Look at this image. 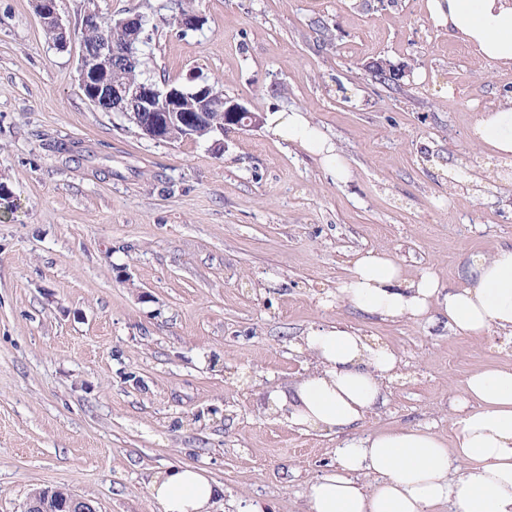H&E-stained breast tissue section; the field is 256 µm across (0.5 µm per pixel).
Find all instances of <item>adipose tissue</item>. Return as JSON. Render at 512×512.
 I'll list each match as a JSON object with an SVG mask.
<instances>
[{"label": "adipose tissue", "instance_id": "ef3b65f1", "mask_svg": "<svg viewBox=\"0 0 512 512\" xmlns=\"http://www.w3.org/2000/svg\"><path fill=\"white\" fill-rule=\"evenodd\" d=\"M428 8L478 56L512 64V0H429ZM266 126L347 177L345 159L306 113L275 111ZM471 140L511 163L512 99L481 113ZM338 295L384 320L416 321L434 310L454 335L478 338L495 330L512 338V248L474 256L465 283L450 288L430 272L404 278L387 249H370L356 254ZM300 349L313 370L270 401L305 431L356 426L400 367L391 348L337 324L310 328ZM455 410L454 442L427 427H401L338 449L335 469L310 483L305 512H436L446 503L454 512H512V366L472 373ZM149 493L158 512H216L224 490L204 469L172 464L153 474Z\"/></svg>", "mask_w": 512, "mask_h": 512}]
</instances>
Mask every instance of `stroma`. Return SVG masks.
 <instances>
[{"mask_svg":"<svg viewBox=\"0 0 512 512\" xmlns=\"http://www.w3.org/2000/svg\"><path fill=\"white\" fill-rule=\"evenodd\" d=\"M426 2L202 0L204 26L184 32L167 0H57L74 29L90 11L146 16L150 81L199 76L249 111L307 113L349 166L340 180L262 126L220 147L141 136L83 94L79 39L58 48L33 0H0V512L58 486L98 512H156L148 484L171 463L210 472L221 512H304L337 448L401 426L452 437V398L512 365V344L336 297L371 248L457 286L473 256L512 247V179L470 140L512 97V67L462 52ZM377 57L410 64L401 90L366 76ZM451 168L476 184L449 190ZM326 323L402 360L386 404L339 434L269 402Z\"/></svg>","mask_w":512,"mask_h":512,"instance_id":"35a3bbf8","label":"stroma"}]
</instances>
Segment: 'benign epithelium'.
Masks as SVG:
<instances>
[{"mask_svg": "<svg viewBox=\"0 0 512 512\" xmlns=\"http://www.w3.org/2000/svg\"><path fill=\"white\" fill-rule=\"evenodd\" d=\"M35 9L54 45L67 46L70 28L56 9V0H35ZM148 20L140 14L112 20V37L102 39L93 53L82 50L79 65V81L89 87L88 100L106 112H118L134 123L141 135L156 141L173 142L180 139H200L212 130L209 115L223 112L233 120L245 117L249 128L260 126L262 119L242 105L224 98V94L203 82L193 88H183L170 83L157 84L142 80H105L89 85L90 60L110 59L128 70L137 65V46L143 42ZM369 74L384 71L397 78L409 75L408 66L393 64L377 58L364 65ZM67 512H97L93 502L73 491L62 500Z\"/></svg>", "mask_w": 512, "mask_h": 512, "instance_id": "obj_1", "label": "benign epithelium"}]
</instances>
